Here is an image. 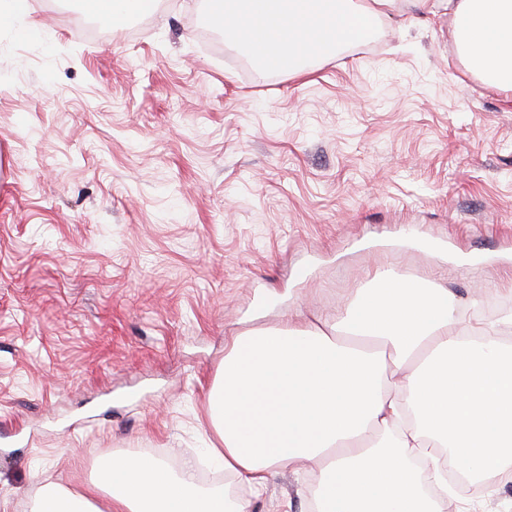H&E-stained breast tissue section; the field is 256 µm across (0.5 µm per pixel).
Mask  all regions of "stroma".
<instances>
[{
    "mask_svg": "<svg viewBox=\"0 0 512 512\" xmlns=\"http://www.w3.org/2000/svg\"><path fill=\"white\" fill-rule=\"evenodd\" d=\"M85 37L57 0L0 33V512L130 450L222 487L207 393L236 333L335 317L392 262L512 314V93L451 16L397 8L309 76L206 45L209 0ZM465 485L506 512L512 475ZM235 496L306 512L309 471Z\"/></svg>",
    "mask_w": 512,
    "mask_h": 512,
    "instance_id": "1",
    "label": "stroma"
}]
</instances>
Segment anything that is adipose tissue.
I'll return each mask as SVG.
<instances>
[{
    "mask_svg": "<svg viewBox=\"0 0 512 512\" xmlns=\"http://www.w3.org/2000/svg\"><path fill=\"white\" fill-rule=\"evenodd\" d=\"M465 21L458 48L491 87L512 91V0H405ZM112 26L157 0H85ZM396 0H224L216 26L259 68L296 76L343 42L370 38ZM447 289L416 287L393 266L334 319L252 329L225 345L209 417L224 473L263 489L276 468L316 462V512H468L449 468L469 481L512 474V345L460 312ZM106 509L91 493L50 484L35 512H249L205 490L192 462L170 471L140 453L102 463Z\"/></svg>",
    "mask_w": 512,
    "mask_h": 512,
    "instance_id": "adipose-tissue-1",
    "label": "adipose tissue"
}]
</instances>
